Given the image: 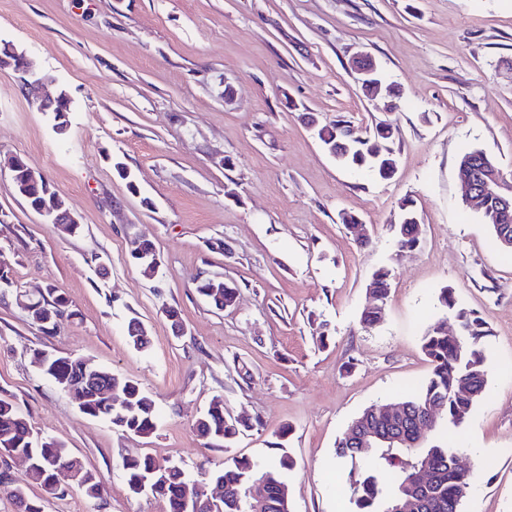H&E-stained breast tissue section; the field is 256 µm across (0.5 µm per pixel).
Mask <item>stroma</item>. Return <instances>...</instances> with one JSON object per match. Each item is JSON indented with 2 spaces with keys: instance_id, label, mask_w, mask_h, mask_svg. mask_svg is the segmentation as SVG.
<instances>
[{
  "instance_id": "obj_1",
  "label": "stroma",
  "mask_w": 512,
  "mask_h": 512,
  "mask_svg": "<svg viewBox=\"0 0 512 512\" xmlns=\"http://www.w3.org/2000/svg\"><path fill=\"white\" fill-rule=\"evenodd\" d=\"M0 38L50 77L45 93L73 101L57 135L18 77L0 74V157H23L82 225L70 236L45 223L0 172V251L20 290L57 288L72 311L48 335L17 292L0 296V392L104 486L91 499L63 475L54 495L30 485L46 512H168L130 492L123 457L174 460L195 479L235 457L277 458L285 427L291 512H354L336 441L365 407L396 404L428 378L421 338L447 285L491 329L484 396L454 438L472 472L461 512H512V250L458 191L475 149L512 180V0H0ZM358 55L395 97L363 96ZM311 116L360 133L391 124L393 178L339 164ZM406 198L424 246L398 255L391 222ZM343 212L367 225L369 244L343 228ZM138 239L157 249L155 278L130 258ZM382 265L385 319L365 328L366 285ZM204 277L235 283V304L200 297ZM133 318L147 350L127 339ZM37 349L138 382L155 432L125 435L83 413ZM217 401L250 424L227 448L193 429Z\"/></svg>"
}]
</instances>
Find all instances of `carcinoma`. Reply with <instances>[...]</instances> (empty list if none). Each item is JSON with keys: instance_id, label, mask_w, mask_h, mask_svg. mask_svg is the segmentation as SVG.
Returning <instances> with one entry per match:
<instances>
[{"instance_id": "cac0c4a2", "label": "carcinoma", "mask_w": 512, "mask_h": 512, "mask_svg": "<svg viewBox=\"0 0 512 512\" xmlns=\"http://www.w3.org/2000/svg\"><path fill=\"white\" fill-rule=\"evenodd\" d=\"M336 120L321 126L317 136L328 151L336 153L338 161L351 168L365 169L388 180L395 173V154L390 146L394 129L378 125L367 134H352ZM482 221L492 227L499 243L512 249V209L484 211ZM421 225L413 202L404 200L399 205L395 236L396 252H412L421 247ZM130 257L143 272L150 265H160L155 245L147 240L132 243ZM390 269H376L367 284L370 303L360 315V324L373 327L384 319V307L390 291ZM197 292L216 308L234 304L237 288L223 280L204 278L197 283ZM49 298L32 299L24 306L28 316L46 333L56 330L64 317L68 300L55 288L48 290ZM439 302L444 316L437 320L422 336V349L429 359L431 371L427 380L411 395L398 402L402 414L391 415L382 404H372L357 415L336 441V454L351 461L352 481L357 512H390L402 501L408 502L407 512H460L461 502L470 487L471 474L459 469L454 458L458 448L445 439L444 433L458 428L472 413L482 398L488 382L485 340L490 336L487 321L476 312L458 305L454 289L440 290ZM458 333L448 334V322ZM127 336L137 349L145 348L148 334L145 325L133 318L127 326ZM45 373L53 380H62L84 399L86 414L109 421L116 430L135 436H147L156 428L154 400L132 380L108 370L93 380L87 361L80 357L57 358L50 356ZM110 383L117 389L113 397L100 392L99 385ZM436 409L432 429L439 436L423 448L408 445L411 431L417 426L422 412ZM248 427L244 421H229L220 408H210L199 417L194 428L197 435L218 446L236 437ZM397 432L400 443H377L374 448H363L356 438L364 434ZM289 430L279 434L275 447L283 449L278 461L261 465L248 458H236L224 468L202 473V477L220 480L224 484V512H252L254 499L247 491L261 483V512H290L288 472L293 458L284 451ZM0 450L28 460L24 477L13 480L3 477L10 496L23 505L21 512H45L44 502L28 496L30 484L43 486L53 493L56 488L48 484L52 465L73 467V455L62 444L39 441L33 436L27 420L17 404L7 395L0 396ZM427 466L431 476L428 482L418 481V470ZM122 469L128 487L132 488L152 480L161 483L160 498L169 504L170 512H189L197 492L192 489L181 467L167 461L160 462L150 454L122 459ZM82 475L90 481L84 493L91 499L101 498L102 484L90 468L80 466Z\"/></svg>"}]
</instances>
